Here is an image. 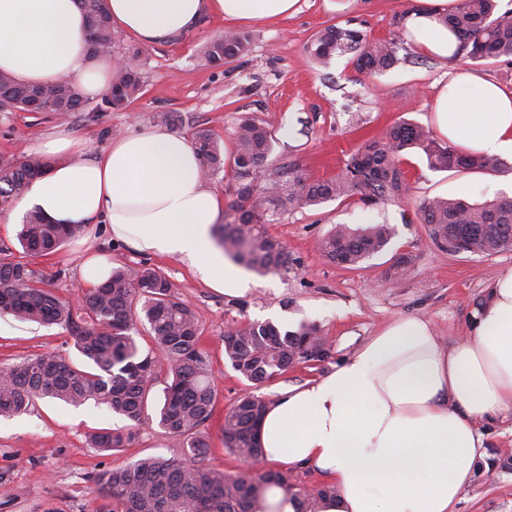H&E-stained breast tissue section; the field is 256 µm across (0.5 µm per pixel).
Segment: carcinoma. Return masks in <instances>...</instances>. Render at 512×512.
I'll list each match as a JSON object with an SVG mask.
<instances>
[{"mask_svg":"<svg viewBox=\"0 0 512 512\" xmlns=\"http://www.w3.org/2000/svg\"><path fill=\"white\" fill-rule=\"evenodd\" d=\"M80 4L89 17L86 38L92 53H107L113 28L105 0H80ZM442 23L458 33V53L473 61L512 57V9H501L498 0H458ZM249 44L246 33L227 31L206 45L205 57L211 66L222 67L243 56ZM399 49L398 36L375 40L362 30L337 25L318 32L308 46L319 64L329 63L339 52H351L358 70L374 74L394 66ZM143 90L144 81L134 64L118 71L109 93L93 107L71 83L26 85L0 73V112L69 116L122 110ZM191 138L204 177L228 163L235 166L238 186L219 228V244L234 262L261 275L281 274L292 263L287 248L267 231L272 217L355 196L368 207L402 200L409 185L400 162L409 150L421 151L435 171L465 174L508 168L493 155L462 153L435 140L424 127L402 122L366 142L334 178L310 182L293 170L287 180L263 185L255 174L267 171L275 142L267 122L242 120L232 150L206 128H194ZM43 168V160L35 155L19 161L0 154V209L12 207ZM416 215L442 246L462 237L467 252L488 256L512 246V199L476 204L437 196L421 202ZM72 233L69 226L47 224L31 211L19 239L28 255L44 256L58 250ZM390 240L391 230L384 224L362 229L337 224L319 239L318 249L329 261L355 268L384 251ZM0 314L66 329L85 361L78 367L65 354L50 351L1 365V418L20 416L44 398L73 407L92 402L128 422L124 433L103 429L89 436L91 447L101 452L133 440L134 428L151 419L180 442L178 457H147L94 476L102 499L96 512H249L251 499L265 483L285 482L278 473L234 477L205 464L209 444L201 427L213 415L218 390L208 356L200 348L198 320L161 271L146 264L115 267L104 284L81 293V303L75 306L42 287L31 263L0 258ZM141 327L151 339L147 349L138 341ZM222 341L232 368L255 387L277 379L293 364L309 362L302 355L306 348L319 354L321 361L328 356L325 342L314 330L283 331L269 321L233 324ZM161 363L167 367L168 381L164 401L151 416L148 401ZM266 407L263 396L243 393L224 415L225 447L260 459L259 431Z\"/></svg>","mask_w":512,"mask_h":512,"instance_id":"obj_1","label":"carcinoma"}]
</instances>
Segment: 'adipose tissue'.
<instances>
[{
	"mask_svg": "<svg viewBox=\"0 0 512 512\" xmlns=\"http://www.w3.org/2000/svg\"><path fill=\"white\" fill-rule=\"evenodd\" d=\"M298 0H106L115 28L153 46L196 32L202 17L272 20ZM457 0H416L408 41L445 60L457 36L441 18ZM78 0H0V72L17 82L78 80L84 94L107 93L111 58L92 55ZM435 123L449 144L512 156V92L469 73L441 91ZM33 150L47 163L14 210L38 209L53 224L84 231L97 225L131 253L175 258L210 287L242 295L247 282L226 264L211 229L224 199L200 175L190 140L155 126L111 138L92 151L58 127ZM512 412V268L487 286L468 334L441 347L428 322L400 318L336 369L269 402L260 444L266 461L307 467L334 490L314 512H456L484 454L476 424Z\"/></svg>",
	"mask_w": 512,
	"mask_h": 512,
	"instance_id": "adipose-tissue-1",
	"label": "adipose tissue"
}]
</instances>
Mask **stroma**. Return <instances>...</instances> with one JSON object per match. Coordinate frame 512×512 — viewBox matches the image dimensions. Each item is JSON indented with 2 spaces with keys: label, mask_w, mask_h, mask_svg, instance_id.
<instances>
[{
  "label": "stroma",
  "mask_w": 512,
  "mask_h": 512,
  "mask_svg": "<svg viewBox=\"0 0 512 512\" xmlns=\"http://www.w3.org/2000/svg\"><path fill=\"white\" fill-rule=\"evenodd\" d=\"M412 6L413 0H298L295 14L244 24L248 52L221 68L205 61L202 47L227 25L203 17L198 32L147 47L138 61L144 92L129 110L66 118L0 112V153L29 156L31 144L61 124L98 151L114 132L159 125L163 112L175 113L183 125L212 130L229 147L238 123L252 117L267 122L274 132L269 165L274 178L287 179L292 166L311 182L333 177L365 141L380 137L393 124L434 129L435 100L458 71L512 92V59L441 60L405 41L396 66L368 74L356 70L349 56H334L324 67L307 50L312 37L331 25L358 28L374 39L404 33ZM401 167L410 187L407 199L367 207L351 197L282 213L268 231L286 246L292 262L281 274L245 271L249 290L241 296L210 288L180 260L136 255L101 236L114 264L145 263L159 269L196 314L200 345L218 384L214 414L204 428L211 468L232 476L273 469L265 461H243L224 446V415L249 387L224 356L226 326L270 321L294 330L306 324L324 339V361L294 365L258 387V394L271 401L283 389L330 373L399 318H424L442 345L456 343L466 332L471 310L483 301L488 282L512 268V250L483 256L438 247L415 214L420 202L435 196L461 194L473 203L512 199V170L437 172L418 152L404 154ZM336 224L353 229L386 224L392 238L384 252L349 269L330 262L317 248L321 236ZM80 262L77 240L71 237L55 253L34 259L33 266L44 287L72 298L83 287ZM401 262L406 271L398 276L394 269ZM53 350L75 361L80 358L64 328L0 316V364ZM124 424V418L105 408L90 403L74 408L49 399L38 401L29 414L0 419V512H95V473L145 456H180L178 442L154 422L142 425L136 439L120 450L107 454L90 447V433ZM479 428L486 455L457 512H512V415L480 422Z\"/></svg>",
  "instance_id": "35a3bbf8"
}]
</instances>
